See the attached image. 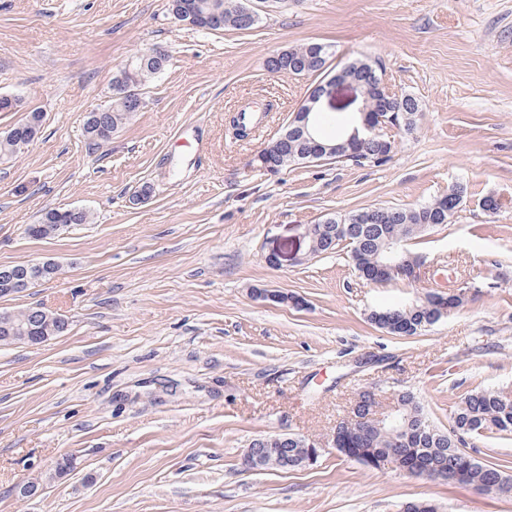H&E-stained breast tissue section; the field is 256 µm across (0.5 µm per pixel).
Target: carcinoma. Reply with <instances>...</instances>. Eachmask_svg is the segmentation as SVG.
<instances>
[{"mask_svg":"<svg viewBox=\"0 0 512 512\" xmlns=\"http://www.w3.org/2000/svg\"><path fill=\"white\" fill-rule=\"evenodd\" d=\"M188 6L189 15L179 21L195 25L190 17H212L214 22L203 26L210 31L226 28L242 30L241 12L245 0H167V10L174 13L180 2ZM316 42L289 48L280 57L275 73L289 76H312L323 73L326 59L334 56L332 45L325 44L319 53L313 49ZM159 57H137L132 68L118 69L112 77V98L103 105L100 113L101 125L105 129L117 130L130 122L140 108L124 101L127 91L141 92L171 63L170 55L157 48ZM420 101L411 94H401L396 105L395 119L399 124L417 126ZM41 122L40 111H28L22 134L25 145L34 142ZM286 135L271 140L263 152L253 160L263 174L278 176L289 168L304 163L301 154L303 144L284 129ZM396 149V141L384 136L370 144L369 148L351 154H342L334 160L336 164L359 168H375L386 165ZM466 195L459 185L448 187V193L416 207L412 211L396 207H378L372 220L364 219L366 211L326 218L324 224H314L311 235L316 244V255H327L348 249L349 257L361 278L376 282L379 266L384 261V244L387 236L416 239L425 232L422 225L435 227L449 223L450 218L461 207ZM92 220L89 212L75 217L67 208L50 209L39 219L38 234L51 237L72 225L88 224ZM464 295L443 299L442 293L429 290L424 299L415 305H396L381 309L383 315L370 317L377 328L398 336H415L427 330L447 315L445 309H456L463 304ZM401 406L400 416L405 432L399 433L389 425L381 426L369 419L376 415L374 408L381 406L377 391L367 392L359 405L356 418L349 421L338 433L336 450L344 456L366 466L379 469L391 455H396L397 468L422 476L442 473L445 483H462L475 487H512V476L504 471L505 465L484 464L476 460L467 450V438L484 432L512 434V397L500 390L484 388L467 393L451 414L447 429L434 425L424 407L411 392H402L395 397ZM310 441L296 435H288V442L277 445L268 452L265 460L257 465L259 470L288 471L307 465ZM399 512H438L437 505L428 499L408 500L400 505Z\"/></svg>","mask_w":512,"mask_h":512,"instance_id":"carcinoma-1","label":"carcinoma"}]
</instances>
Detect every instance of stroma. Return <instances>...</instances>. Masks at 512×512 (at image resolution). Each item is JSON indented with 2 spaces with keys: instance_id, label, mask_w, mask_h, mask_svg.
I'll use <instances>...</instances> for the list:
<instances>
[{
  "instance_id": "1",
  "label": "stroma",
  "mask_w": 512,
  "mask_h": 512,
  "mask_svg": "<svg viewBox=\"0 0 512 512\" xmlns=\"http://www.w3.org/2000/svg\"><path fill=\"white\" fill-rule=\"evenodd\" d=\"M309 41L340 64L381 59L421 102L386 166L278 178L253 166L312 84L265 60ZM155 47L171 64L143 109L91 145L84 119L113 73ZM1 94L44 120L0 158V265L50 259L60 272L0 298V313L41 306L72 323L42 345H0V512H397L419 498L512 512V498L374 470L331 445L367 386L412 391L442 428L467 392L512 395V0H278L256 28L220 32L175 20L167 0H0ZM267 101V133L235 139L230 117ZM146 182L152 195L133 203ZM457 183L467 203L414 240L415 278L368 285L345 252L307 253L304 225L414 208ZM62 207L93 221L27 235ZM441 274L465 291L454 313L416 336L371 325L373 309L421 301ZM273 433L320 443L317 461L243 471L251 441ZM65 456L71 470L55 475ZM28 481L40 497L16 494Z\"/></svg>"
}]
</instances>
